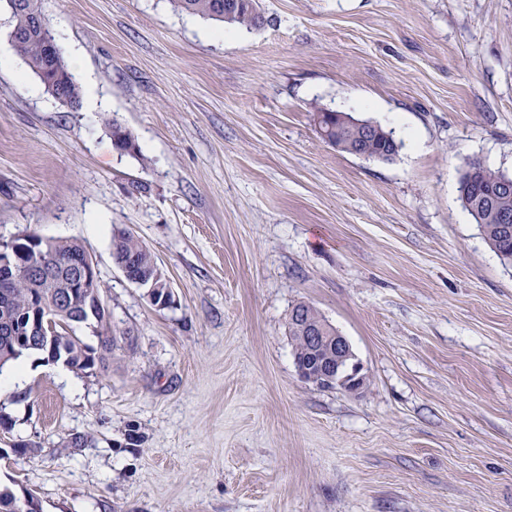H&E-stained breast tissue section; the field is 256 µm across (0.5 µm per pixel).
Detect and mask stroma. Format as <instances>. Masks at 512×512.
Wrapping results in <instances>:
<instances>
[{
    "mask_svg": "<svg viewBox=\"0 0 512 512\" xmlns=\"http://www.w3.org/2000/svg\"><path fill=\"white\" fill-rule=\"evenodd\" d=\"M260 3L249 29L173 0H42L91 110L0 62V242L84 245L116 336L90 372L22 358L0 485L41 512H512V263L459 191L476 160L512 174V0ZM321 109L397 155L325 142ZM116 224L172 307L116 266ZM300 302L364 389L299 378ZM112 146L120 154H134L138 151L132 133L118 122L112 121L111 127ZM116 225L112 227V256L117 265L126 264L131 271L141 277H147L148 281L153 279L150 284L144 283L140 278H133L129 276V269L120 267L125 278L131 283L139 286L149 288L147 290V297L153 306L162 309L165 304L161 302L156 303L158 296L162 293V300H166V294L172 292L169 280L165 282H157L158 279L165 275L158 267L154 257L145 243L140 240L131 232L125 230L121 234L116 235Z\"/></svg>",
    "mask_w": 512,
    "mask_h": 512,
    "instance_id": "stroma-1",
    "label": "stroma"
}]
</instances>
